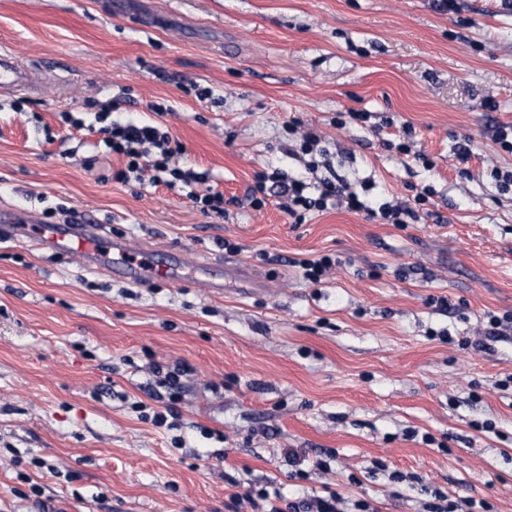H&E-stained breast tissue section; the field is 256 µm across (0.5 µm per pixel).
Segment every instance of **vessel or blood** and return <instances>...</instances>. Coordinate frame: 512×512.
<instances>
[{
  "instance_id": "1",
  "label": "vessel or blood",
  "mask_w": 512,
  "mask_h": 512,
  "mask_svg": "<svg viewBox=\"0 0 512 512\" xmlns=\"http://www.w3.org/2000/svg\"><path fill=\"white\" fill-rule=\"evenodd\" d=\"M39 80L36 68L21 62L10 50L0 49V94L33 88ZM39 240L42 247L80 255L88 267H106L134 281L152 276L175 279L182 268V258L176 253L161 262L147 253L132 258L122 242L105 237L101 225L89 218L79 224L41 225Z\"/></svg>"
}]
</instances>
